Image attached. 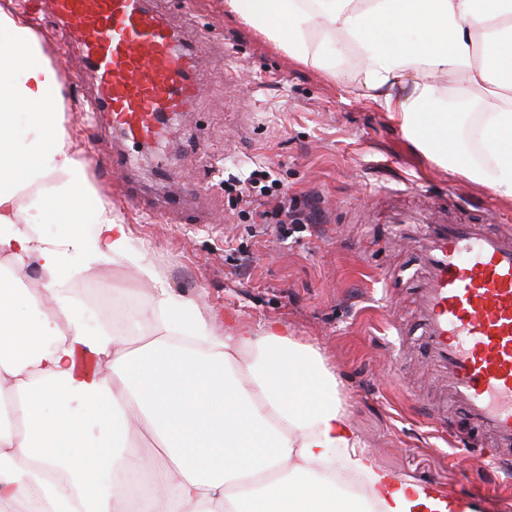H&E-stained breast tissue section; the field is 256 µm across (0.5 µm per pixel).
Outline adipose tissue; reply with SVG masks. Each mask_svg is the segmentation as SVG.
I'll return each instance as SVG.
<instances>
[{"label":"adipose tissue","mask_w":512,"mask_h":512,"mask_svg":"<svg viewBox=\"0 0 512 512\" xmlns=\"http://www.w3.org/2000/svg\"><path fill=\"white\" fill-rule=\"evenodd\" d=\"M304 61L308 35L365 54L364 84L428 159L512 199V0H227ZM0 512H459L460 502L380 469L361 446L336 376L312 345L228 325L155 289L149 338L87 332L59 288L80 268L130 254L127 224L100 201L71 149L58 70L29 21L0 7ZM456 75L447 91L431 73ZM448 96L453 111L430 110ZM45 122L18 136V110ZM472 160L458 165L460 155ZM38 194L61 233L20 232ZM94 225L93 233L82 230ZM36 264L41 293L9 269ZM97 379L76 374L77 349ZM152 444L150 455L136 449ZM359 475L368 495L337 489Z\"/></svg>","instance_id":"obj_1"}]
</instances>
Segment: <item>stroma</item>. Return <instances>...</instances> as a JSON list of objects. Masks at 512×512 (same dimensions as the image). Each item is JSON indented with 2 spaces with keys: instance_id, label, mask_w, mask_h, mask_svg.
Returning a JSON list of instances; mask_svg holds the SVG:
<instances>
[{
  "instance_id": "35a3bbf8",
  "label": "stroma",
  "mask_w": 512,
  "mask_h": 512,
  "mask_svg": "<svg viewBox=\"0 0 512 512\" xmlns=\"http://www.w3.org/2000/svg\"><path fill=\"white\" fill-rule=\"evenodd\" d=\"M184 40L206 31L201 90L187 117L137 165L113 174L125 140L108 116H86L90 71L62 70L72 149L103 202L131 230V251L174 293L258 326L276 321L317 347L336 375L349 419L377 465L488 512H512L504 475L478 457L460 414L438 408L437 383L410 319L424 278L406 218L512 226V200L425 158L367 95L363 53L323 44L344 82L301 63L230 12L226 0H165ZM271 165L307 224H255L231 212L229 157ZM104 289L82 292L77 283ZM153 283L130 260L74 272L64 293L95 332L112 303H147ZM402 330H395L394 322Z\"/></svg>"
}]
</instances>
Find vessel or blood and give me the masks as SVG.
Listing matches in <instances>:
<instances>
[{"label": "vessel or blood", "mask_w": 512, "mask_h": 512, "mask_svg": "<svg viewBox=\"0 0 512 512\" xmlns=\"http://www.w3.org/2000/svg\"><path fill=\"white\" fill-rule=\"evenodd\" d=\"M29 12L77 33L80 63L96 80L89 110L109 113L126 139L150 144L161 118L195 98L199 62L148 0H31ZM417 242L423 345L451 405L493 439L494 465L512 473V231L421 224Z\"/></svg>", "instance_id": "vessel-or-blood-1"}]
</instances>
